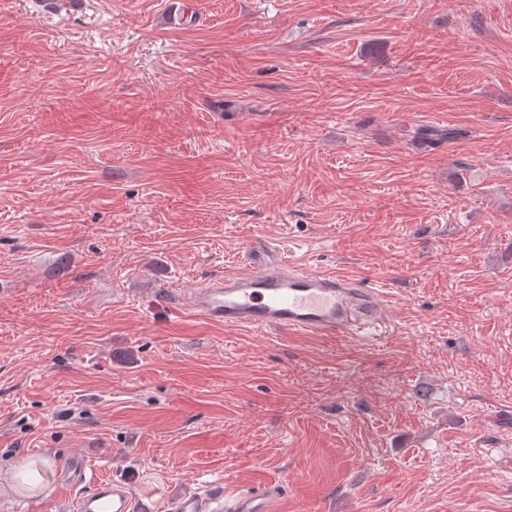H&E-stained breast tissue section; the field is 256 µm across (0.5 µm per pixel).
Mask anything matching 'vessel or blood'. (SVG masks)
Listing matches in <instances>:
<instances>
[{"mask_svg": "<svg viewBox=\"0 0 512 512\" xmlns=\"http://www.w3.org/2000/svg\"><path fill=\"white\" fill-rule=\"evenodd\" d=\"M380 290L322 270L309 271L282 259L245 262L195 288L189 298L201 318L234 328H276L295 334L346 336L376 321ZM61 487L76 491L74 512H144L123 483L99 478L79 457L60 468ZM280 489L221 495L185 494L167 502L166 512H279Z\"/></svg>", "mask_w": 512, "mask_h": 512, "instance_id": "1", "label": "vessel or blood"}]
</instances>
